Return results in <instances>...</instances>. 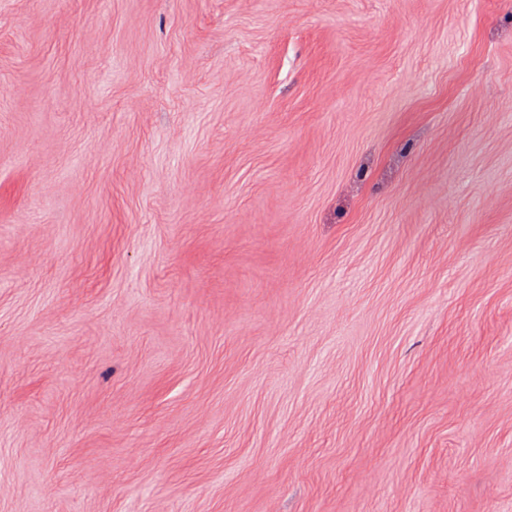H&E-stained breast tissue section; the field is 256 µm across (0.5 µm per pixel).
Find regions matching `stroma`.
Segmentation results:
<instances>
[{
	"mask_svg": "<svg viewBox=\"0 0 512 512\" xmlns=\"http://www.w3.org/2000/svg\"><path fill=\"white\" fill-rule=\"evenodd\" d=\"M0 512H512V0H0Z\"/></svg>",
	"mask_w": 512,
	"mask_h": 512,
	"instance_id": "obj_1",
	"label": "stroma"
}]
</instances>
